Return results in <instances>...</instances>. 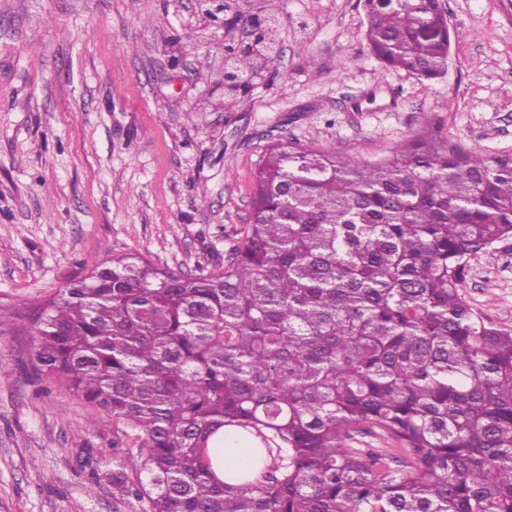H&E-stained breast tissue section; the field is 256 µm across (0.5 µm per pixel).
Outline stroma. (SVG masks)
<instances>
[{"mask_svg":"<svg viewBox=\"0 0 512 512\" xmlns=\"http://www.w3.org/2000/svg\"><path fill=\"white\" fill-rule=\"evenodd\" d=\"M263 3L282 53L228 110L223 33L197 0H0V512L147 509L115 480L135 430L36 374L27 305L110 253L223 266L272 144L373 162L428 117L512 154V0H442L448 71L429 82L371 55L361 0ZM457 289L512 333V238Z\"/></svg>","mask_w":512,"mask_h":512,"instance_id":"1","label":"stroma"}]
</instances>
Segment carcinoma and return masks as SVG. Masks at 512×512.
I'll use <instances>...</instances> for the list:
<instances>
[{
    "label": "carcinoma",
    "instance_id": "carcinoma-1",
    "mask_svg": "<svg viewBox=\"0 0 512 512\" xmlns=\"http://www.w3.org/2000/svg\"><path fill=\"white\" fill-rule=\"evenodd\" d=\"M386 66L448 71L439 0H366ZM238 72L257 65L236 50ZM241 245L189 275L138 251L32 304L34 369L138 431L148 512H512V333L463 302L512 237V154L429 119L375 162L269 148ZM401 448H359L363 427ZM250 451L226 482L209 449Z\"/></svg>",
    "mask_w": 512,
    "mask_h": 512
}]
</instances>
